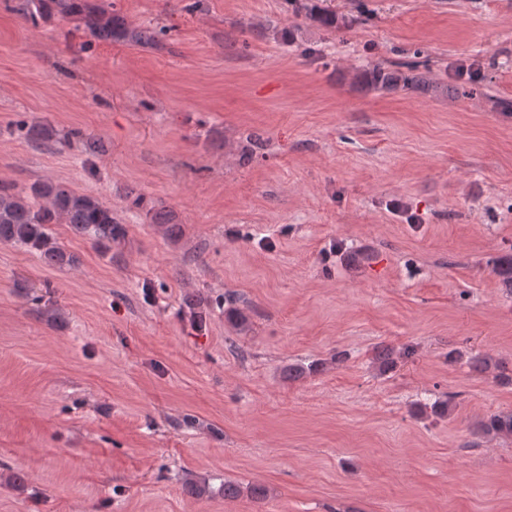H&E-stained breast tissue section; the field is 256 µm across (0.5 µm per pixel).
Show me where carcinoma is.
<instances>
[{"instance_id": "obj_1", "label": "carcinoma", "mask_w": 512, "mask_h": 512, "mask_svg": "<svg viewBox=\"0 0 512 512\" xmlns=\"http://www.w3.org/2000/svg\"><path fill=\"white\" fill-rule=\"evenodd\" d=\"M26 20L33 25L47 12L54 11L63 19H72L99 41L122 39L128 43L160 49L162 29L151 23L128 26L110 6L104 8L93 0H27ZM305 17L326 29L336 28V15L315 3L301 5ZM406 70L374 67L360 72L366 89L402 87L426 90L429 84L414 64H404ZM55 135L52 127L31 124L26 136L34 141H49ZM150 221L164 227L165 233L175 236L180 225L170 211L148 209ZM68 224L76 232L88 236L108 252L112 242L124 234L122 222L112 213V207L98 197L79 193L69 186L53 181L32 184L17 191L0 183V243L23 247L39 255L50 266H71L76 258L68 253L53 236L50 225ZM485 436L512 437V412L490 415L478 429Z\"/></svg>"}]
</instances>
